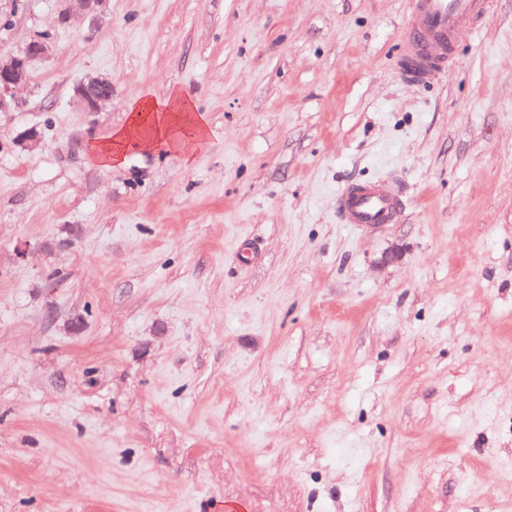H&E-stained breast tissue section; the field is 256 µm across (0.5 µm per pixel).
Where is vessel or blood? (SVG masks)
<instances>
[{
    "label": "vessel or blood",
    "instance_id": "1",
    "mask_svg": "<svg viewBox=\"0 0 512 512\" xmlns=\"http://www.w3.org/2000/svg\"><path fill=\"white\" fill-rule=\"evenodd\" d=\"M493 0H410L396 58L408 82L434 83L457 64L462 33L479 28L492 13ZM401 194L380 183L351 182L336 197L345 224H392L403 209Z\"/></svg>",
    "mask_w": 512,
    "mask_h": 512
}]
</instances>
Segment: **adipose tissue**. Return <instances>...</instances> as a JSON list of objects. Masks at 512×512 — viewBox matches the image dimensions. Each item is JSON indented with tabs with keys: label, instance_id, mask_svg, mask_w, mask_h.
<instances>
[{
	"label": "adipose tissue",
	"instance_id": "1",
	"mask_svg": "<svg viewBox=\"0 0 512 512\" xmlns=\"http://www.w3.org/2000/svg\"><path fill=\"white\" fill-rule=\"evenodd\" d=\"M208 138L205 118L175 88L163 100L144 97L132 101L126 123L113 129L108 139L91 142L90 150L102 166L110 168L123 165L128 150L135 145L147 150L152 144L167 142L182 148L201 145Z\"/></svg>",
	"mask_w": 512,
	"mask_h": 512
}]
</instances>
